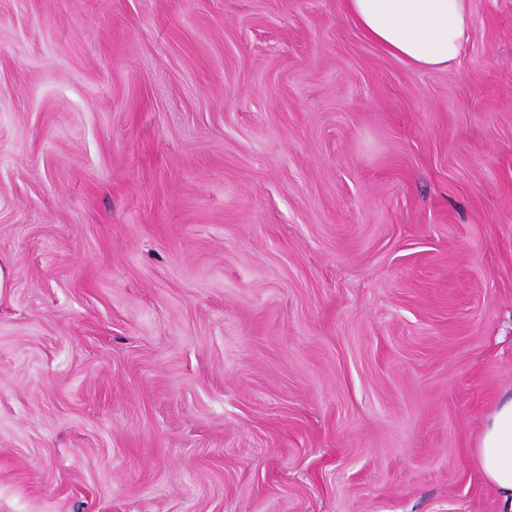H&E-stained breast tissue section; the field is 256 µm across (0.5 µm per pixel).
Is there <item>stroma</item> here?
<instances>
[{"label":"stroma","mask_w":512,"mask_h":512,"mask_svg":"<svg viewBox=\"0 0 512 512\" xmlns=\"http://www.w3.org/2000/svg\"><path fill=\"white\" fill-rule=\"evenodd\" d=\"M420 73L343 0H0V512H499L512 0ZM483 480L497 493L502 511H512V394L486 417L474 451Z\"/></svg>","instance_id":"stroma-1"}]
</instances>
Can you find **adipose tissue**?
Masks as SVG:
<instances>
[{"instance_id":"1","label":"adipose tissue","mask_w":512,"mask_h":512,"mask_svg":"<svg viewBox=\"0 0 512 512\" xmlns=\"http://www.w3.org/2000/svg\"><path fill=\"white\" fill-rule=\"evenodd\" d=\"M345 8L369 40L419 72L448 69L469 41L470 0H345ZM474 460L502 512H512V395L486 417Z\"/></svg>"}]
</instances>
